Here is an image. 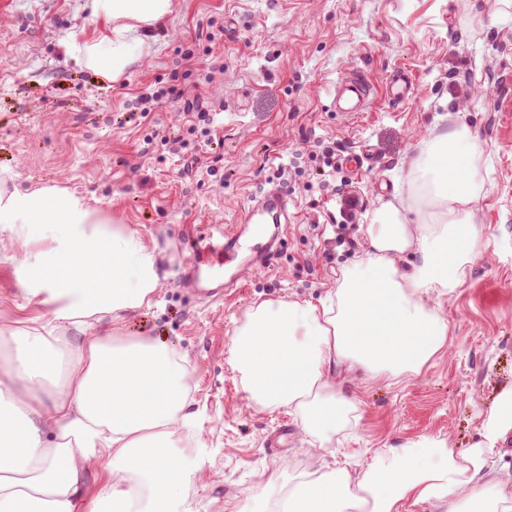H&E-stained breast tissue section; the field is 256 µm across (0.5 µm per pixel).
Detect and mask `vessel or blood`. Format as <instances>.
<instances>
[{"instance_id":"b4317fda","label":"vessel or blood","mask_w":512,"mask_h":512,"mask_svg":"<svg viewBox=\"0 0 512 512\" xmlns=\"http://www.w3.org/2000/svg\"><path fill=\"white\" fill-rule=\"evenodd\" d=\"M412 92V81L407 73L394 74L386 83L385 94L392 103L399 104ZM374 97V87L363 71H355L347 81L334 89L333 103L337 111L354 115L365 111ZM288 215V201L278 193H270L248 210L244 224H231L218 229L215 235L204 239L197 247L188 282L195 288H209L213 279L226 278L228 286L242 282V273L254 263H266L272 245L257 241L247 234L249 224H277Z\"/></svg>"}]
</instances>
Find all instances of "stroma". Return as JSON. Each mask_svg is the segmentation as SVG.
Here are the masks:
<instances>
[{
  "label": "stroma",
  "instance_id": "obj_1",
  "mask_svg": "<svg viewBox=\"0 0 512 512\" xmlns=\"http://www.w3.org/2000/svg\"><path fill=\"white\" fill-rule=\"evenodd\" d=\"M0 12V170L14 186L56 185L137 231L156 257L152 307L130 312L125 336H149L178 351L190 371L189 409L205 450L191 477L195 512H262L301 476L333 464L362 470L375 452L423 438L465 449L501 389L512 385V12L497 0H172L141 61L111 82L67 53L71 34L102 30L87 0H13ZM377 89L368 111H333L334 83L352 69ZM408 72L413 94L387 101L383 88ZM162 91L158 128L182 129V100L200 96L215 113L218 142L198 143L207 169L184 172L179 155L146 144L130 120L137 97ZM466 125L481 148L485 183L474 205L481 231L469 279L444 302L449 352L408 381L345 374L355 425L340 440L305 441L288 407L251 404L230 346L248 308L264 301L318 302L368 248L328 253L348 182L360 224L380 202L408 196L407 173L428 139ZM343 152L369 145L374 162L313 176L305 141ZM286 166V181L276 180ZM217 176H209L208 168ZM288 199L268 270L238 295L184 287L186 235L237 224L270 190ZM49 241L0 243V329L44 315L19 292L16 268Z\"/></svg>",
  "mask_w": 512,
  "mask_h": 512
}]
</instances>
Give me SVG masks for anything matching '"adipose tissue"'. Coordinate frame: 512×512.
<instances>
[{"label": "adipose tissue", "mask_w": 512, "mask_h": 512, "mask_svg": "<svg viewBox=\"0 0 512 512\" xmlns=\"http://www.w3.org/2000/svg\"><path fill=\"white\" fill-rule=\"evenodd\" d=\"M172 0H88L104 28L69 36L66 48L108 80L137 61ZM479 146L467 126L436 134L409 177L411 200L382 203L365 227L369 249L320 303L250 307L230 349L250 402L298 412L306 434L331 440L351 422L340 371L400 383L448 348L449 325L423 296L452 297L478 249ZM41 225L49 249L26 253L22 293L50 317L11 329L0 364V512H192L187 491L195 442L189 370L175 350L144 336L91 333L151 307L159 287L139 234L54 185L0 189V237L28 241ZM62 376L58 391L42 380ZM512 386L482 419L479 439L457 450L424 439L379 449L365 469L302 477L288 512H512ZM101 470L94 495L85 475Z\"/></svg>", "instance_id": "ef3b65f1"}]
</instances>
